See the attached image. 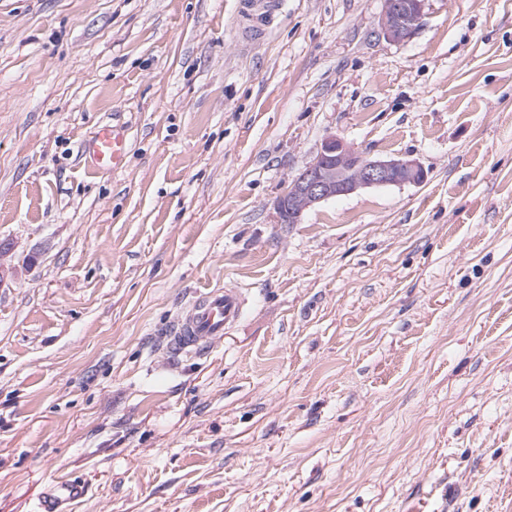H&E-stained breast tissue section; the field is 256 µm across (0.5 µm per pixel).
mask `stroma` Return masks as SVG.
<instances>
[{"instance_id": "obj_1", "label": "stroma", "mask_w": 512, "mask_h": 512, "mask_svg": "<svg viewBox=\"0 0 512 512\" xmlns=\"http://www.w3.org/2000/svg\"><path fill=\"white\" fill-rule=\"evenodd\" d=\"M0 0V512H512V0ZM123 125V170L79 149ZM330 135L423 183L277 199ZM246 306L208 355L192 292ZM238 38L243 46L262 39L267 27L282 11L283 0H238ZM425 0H385L379 33L389 42H403L420 27ZM242 313L238 288H209L185 303L168 335L174 354L203 355L224 339ZM87 493L84 482L65 478L52 483L42 497L39 508L42 512H70L72 506Z\"/></svg>"}]
</instances>
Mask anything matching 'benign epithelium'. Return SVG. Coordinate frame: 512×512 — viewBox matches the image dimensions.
<instances>
[{
  "label": "benign epithelium",
  "instance_id": "7a95c632",
  "mask_svg": "<svg viewBox=\"0 0 512 512\" xmlns=\"http://www.w3.org/2000/svg\"><path fill=\"white\" fill-rule=\"evenodd\" d=\"M424 2L385 0L381 36L396 43L409 39L422 23ZM425 179V170L415 160L370 158L332 135L276 201V212L280 222L298 224L306 211L335 197L373 187L420 184Z\"/></svg>",
  "mask_w": 512,
  "mask_h": 512
}]
</instances>
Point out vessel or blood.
<instances>
[{
  "label": "vessel or blood",
  "instance_id": "b4317fda",
  "mask_svg": "<svg viewBox=\"0 0 512 512\" xmlns=\"http://www.w3.org/2000/svg\"><path fill=\"white\" fill-rule=\"evenodd\" d=\"M238 38L250 46L262 39L267 27L283 8V0H237ZM82 154L94 170L119 171L128 154L125 127L104 124L92 133L82 146ZM242 313V297L231 287L210 288L197 292L185 303L169 331V345L177 355H203L220 343ZM87 493L84 482L65 478L52 483L42 497L41 512H70L72 506Z\"/></svg>",
  "mask_w": 512,
  "mask_h": 512
}]
</instances>
